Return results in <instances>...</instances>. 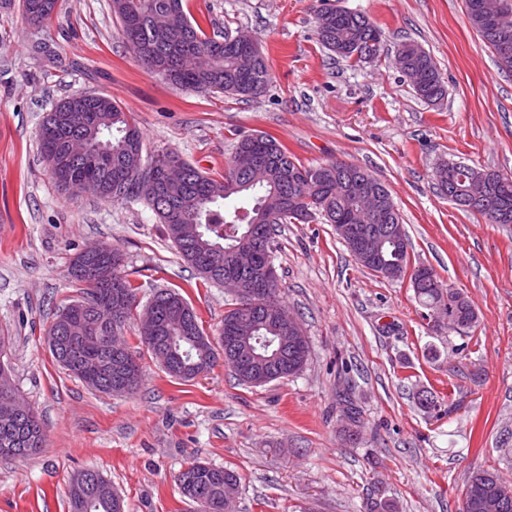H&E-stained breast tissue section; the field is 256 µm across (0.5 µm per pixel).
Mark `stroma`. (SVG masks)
<instances>
[{
  "mask_svg": "<svg viewBox=\"0 0 512 512\" xmlns=\"http://www.w3.org/2000/svg\"><path fill=\"white\" fill-rule=\"evenodd\" d=\"M20 0H0V335L15 384L44 423L46 443L0 458V512H68L73 475L95 470L124 512H194L175 482L187 461L243 477L236 512H459L464 478L498 470L512 482V224H491L443 197L445 162L512 174V73L472 28L465 0H185L206 33L259 40L271 83L254 100L175 89L145 71L122 38L111 0H63L48 28L57 57L34 42ZM370 16L380 60L358 66L321 48L316 11ZM411 41L447 86L431 105L395 66ZM111 96L131 112L149 152H172L220 173L242 135L275 136L304 163L342 160L390 189L413 260L461 290L478 321L470 336L433 327L409 278L361 267L334 226L286 224L274 264L284 306L303 324L309 360L297 375L240 384L218 364L172 378L146 350L131 394L88 388L53 358L44 331L78 293L70 260L94 243L118 246L140 304L181 290L206 334L231 294L196 278L141 203L112 204L59 189L37 149L39 127L69 94ZM433 392L435 410L417 396ZM361 412L346 440L344 402Z\"/></svg>",
  "mask_w": 512,
  "mask_h": 512,
  "instance_id": "obj_1",
  "label": "stroma"
}]
</instances>
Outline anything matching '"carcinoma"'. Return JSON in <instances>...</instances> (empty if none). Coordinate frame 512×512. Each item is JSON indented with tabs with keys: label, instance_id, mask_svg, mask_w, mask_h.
I'll list each match as a JSON object with an SVG mask.
<instances>
[{
	"label": "carcinoma",
	"instance_id": "carcinoma-1",
	"mask_svg": "<svg viewBox=\"0 0 512 512\" xmlns=\"http://www.w3.org/2000/svg\"><path fill=\"white\" fill-rule=\"evenodd\" d=\"M482 0H466L472 27L486 43H491L485 31L481 13ZM60 7V0H22L25 21L40 27ZM112 13L119 22L123 39L132 48L135 58L149 71L162 69L161 76L171 85L196 93L222 92L244 99H256L264 94L271 73L268 60L260 53L246 65L226 41L231 32L217 38L208 36L201 23L184 10L183 0H112ZM317 39L328 52L357 65L377 60L383 52L382 31L371 18L361 12L323 7L317 12ZM403 66L427 75L426 84L414 89L427 103L443 99L446 88L436 63L429 53L414 43H404L397 49ZM97 103L88 122L79 121L68 134L82 138L96 149L102 143L112 146V163L95 174L104 186L101 199L112 203L139 201L158 216L166 235L181 258L206 280L220 284L224 267L216 266L214 246L251 250L258 246L261 253L273 257V246L281 226L303 223L320 218L336 224L340 217L352 212L356 203L344 191L336 163L305 165L288 148L270 134L259 133L239 137L224 173L214 174L180 161L172 152L144 154L142 135L131 122L122 104L108 96L89 94ZM51 116H46L39 132V147L44 163L56 144L44 136ZM172 161H180L187 170L180 185L165 186L149 182L147 170L160 169ZM470 172L457 183L458 194L470 200L466 210L478 213L491 224H512V177L496 171L469 166ZM126 182V194L113 193L117 178ZM266 227L267 237L253 240L245 236L247 227ZM107 258L88 261L98 265L116 260L118 266L111 279H88L71 262L68 277L79 286V296L59 309L57 317H67L70 340L67 343L69 361L60 366L92 389L103 391L102 377L112 378L117 350L112 337L121 336L130 316L113 326H98L87 304L112 303V295L124 290L136 296L137 287L123 274V255L112 245ZM385 260L404 265L415 278L417 265L411 255L394 252L389 243L380 244ZM419 304L434 315L453 312L461 316L459 334L467 335L478 320L476 309L464 293L440 286L415 291ZM159 306L161 327L158 335L173 351V363L166 372L178 379L189 378L195 369L211 368L224 351V343H212L198 322L193 308L174 289H161L152 298ZM249 333L242 332V335ZM255 351L262 356L272 354L273 332L260 325L250 333ZM18 389L11 370L0 362V404L9 400ZM44 446V426L33 410L14 423H0V449ZM194 473V490L208 500L221 504L235 501L241 487L240 474L226 467H217L197 459L188 462ZM100 480L82 497L68 488V512H115L119 495L112 484L99 473L83 471ZM463 488L471 490L470 512H487L484 504L492 498V512H512V486L504 483L494 470L470 473Z\"/></svg>",
	"mask_w": 512,
	"mask_h": 512
}]
</instances>
